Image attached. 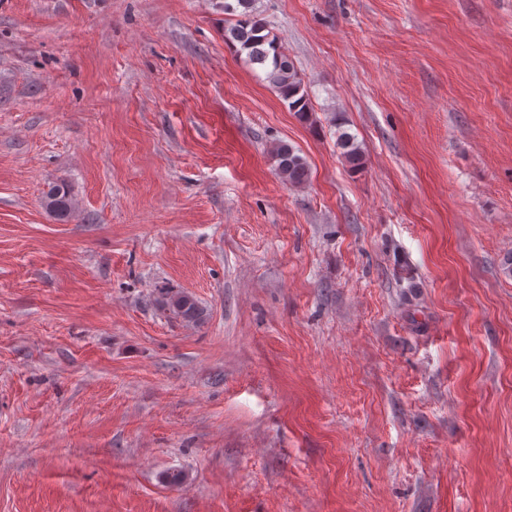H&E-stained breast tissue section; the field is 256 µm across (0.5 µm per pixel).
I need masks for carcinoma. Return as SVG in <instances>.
<instances>
[{
    "label": "carcinoma",
    "instance_id": "1",
    "mask_svg": "<svg viewBox=\"0 0 512 512\" xmlns=\"http://www.w3.org/2000/svg\"><path fill=\"white\" fill-rule=\"evenodd\" d=\"M249 0H225L224 12L240 13L236 24L224 30V41L236 48L240 55H245V63L261 70L267 81L275 88L284 101L288 102L289 110L294 112L302 122L310 120L308 93L304 90L298 77L294 63L284 52L275 38L266 32L264 22L248 14ZM337 145L342 150L344 161L353 170L364 165L363 154L354 142V138L346 132L337 136ZM272 158L277 163L281 178L292 186L306 183L310 177L307 160L300 150L287 143H279L271 150ZM42 205L60 222L67 221L75 209V202L69 186L55 183L44 192ZM160 307L186 322H198L204 310L197 299L187 291H173L169 288L159 290Z\"/></svg>",
    "mask_w": 512,
    "mask_h": 512
}]
</instances>
